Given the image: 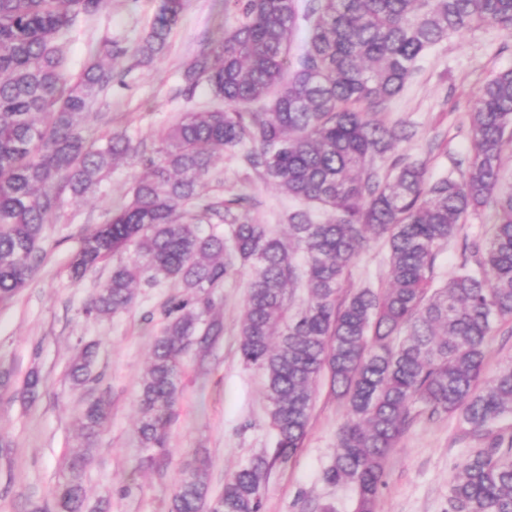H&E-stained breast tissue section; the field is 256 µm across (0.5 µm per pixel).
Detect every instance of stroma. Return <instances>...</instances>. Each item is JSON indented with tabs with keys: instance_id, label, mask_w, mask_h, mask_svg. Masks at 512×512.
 I'll use <instances>...</instances> for the list:
<instances>
[{
	"instance_id": "35a3bbf8",
	"label": "stroma",
	"mask_w": 512,
	"mask_h": 512,
	"mask_svg": "<svg viewBox=\"0 0 512 512\" xmlns=\"http://www.w3.org/2000/svg\"><path fill=\"white\" fill-rule=\"evenodd\" d=\"M161 0H105L98 12L72 32L67 67L80 71L92 49L111 42L126 49L120 74L100 97L86 133L104 138L126 135L145 153L153 152L163 132L181 113L214 106L206 87L194 96L182 93L183 70L208 43L219 40L233 22L224 0H184L183 10L162 56L145 63L132 54L146 35ZM419 71L382 111L390 123L402 122L414 137L399 146L402 154L424 162L429 179L447 174L456 159L471 154L468 133L473 98L495 73L512 69V36L486 24L452 35L428 50ZM143 171L131 157L112 169L84 200L63 196L45 226L40 257L31 281L12 300L0 302V368L13 372L15 388L0 393V434L12 443L0 456V512H35L49 506L70 451L78 442V418L86 403L103 396L112 418L100 434L84 473L90 501L107 499L112 512H168L173 487L184 466L195 457L210 462V494L218 496L225 480L250 458L273 451L268 422L265 379L246 367L239 352L238 327L250 278L239 269L222 287L213 289L214 311L224 321V335L206 358L184 360L183 392L175 406L166 457L143 462L137 434L138 392L152 342L165 323V308L179 294L164 282L140 287L125 311L87 319L81 310L91 293L107 280L104 262L82 281H74L70 261L82 237L105 223L112 207L123 201ZM248 198L247 213L283 233L287 198L244 163L241 153L217 156L202 192L212 209L197 204L186 212L199 216L204 231L223 233L224 203ZM492 216L469 217L457 239L438 253L434 286L443 285L460 260L463 241L488 236ZM386 249L376 241L352 265L347 288L381 287L386 280ZM86 342L98 345L92 389L74 387L68 367ZM38 370L40 394L28 400L18 391L26 373ZM344 402L321 383L302 448L287 462L275 464L268 476L263 512H352L349 485L329 484L322 475L336 452V434L345 420ZM479 441L466 436L459 419L415 413L387 459L376 512H448V483Z\"/></svg>"
}]
</instances>
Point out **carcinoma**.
<instances>
[{"label":"carcinoma","instance_id":"obj_1","mask_svg":"<svg viewBox=\"0 0 512 512\" xmlns=\"http://www.w3.org/2000/svg\"><path fill=\"white\" fill-rule=\"evenodd\" d=\"M104 0H0V301L26 287L45 224L67 191L78 201L124 157L137 153L112 134L88 143L85 121L112 84L126 50L110 43L75 74L65 69L69 36ZM239 17L224 37L192 58L188 93L204 85L220 105L190 110L163 134L154 154L139 155L144 172L128 200L92 228L70 265L83 279L112 264L87 300V318L126 310L141 284L182 288L166 309L139 393L138 433L154 454L168 447L181 392L184 358L206 353L224 334L211 315V289L232 272L251 277L239 323L245 365L263 371L274 431L271 457L237 470L222 493L209 492V464L199 457L177 480L169 512H262L273 463L292 458L307 434L326 377L348 415L336 454L323 472L355 492L354 512H375L388 453L412 411L461 416L483 442L448 484V512H512V438L494 426L512 418V362L483 376L495 322L512 320V187L501 185L502 151L512 140V69L478 91L470 112L473 151L453 170L429 180L425 166L395 149L414 136L404 123L375 112L399 95L424 52L464 29L491 24L512 34V0H225ZM183 9L161 0L135 49L159 57ZM297 48L291 35L303 23ZM263 103L260 110L243 108ZM248 147L244 162L298 203L288 212V237L247 216H231L228 234H205L183 220L202 197L216 151ZM491 208L482 243H464L448 282L432 286L439 248L468 216ZM385 243V286L343 293L353 262L373 241ZM304 296L296 299L297 288ZM95 347L73 360L72 383L98 381ZM41 378L24 377L33 400ZM112 413L108 400L89 401L52 509L107 512L87 502L83 475Z\"/></svg>","mask_w":512,"mask_h":512}]
</instances>
